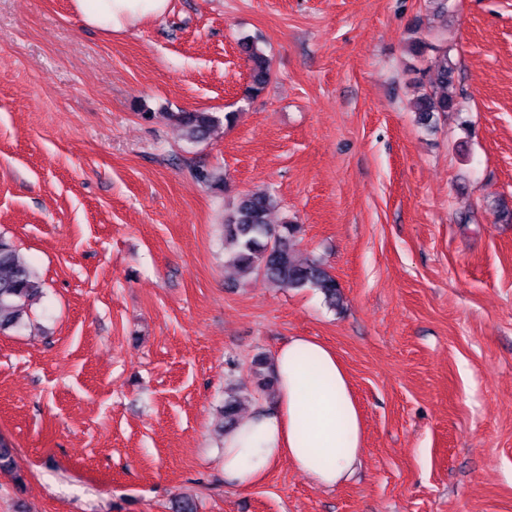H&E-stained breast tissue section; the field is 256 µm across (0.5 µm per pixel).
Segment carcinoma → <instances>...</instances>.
<instances>
[{"mask_svg": "<svg viewBox=\"0 0 512 512\" xmlns=\"http://www.w3.org/2000/svg\"><path fill=\"white\" fill-rule=\"evenodd\" d=\"M429 49L436 52V64L434 70L422 71L419 79V83L428 84L429 90L417 97L413 104L414 112L424 122L435 112H454L457 106L456 99L448 92L455 72L448 47L433 46L420 39L412 41L409 47L416 57ZM244 51L250 77L244 95L254 98L271 78L270 59L255 41L245 43ZM162 117L180 127L186 140L198 142L205 139L217 123H232L235 113L219 116L215 112H164ZM278 207V197L269 190L238 196L224 212V238L231 245L225 264L244 276L262 275L279 288L317 290L330 306H338L342 294L336 278L320 259L298 256L296 241L301 226L288 220L271 223L270 215ZM40 294L42 281L38 273L9 241L0 237V331L22 325L29 302ZM252 369L257 376L259 392L265 394L275 390L274 370L265 356H256ZM225 394L221 430L226 434L236 427L249 396L233 386L228 387Z\"/></svg>", "mask_w": 512, "mask_h": 512, "instance_id": "1", "label": "carcinoma"}]
</instances>
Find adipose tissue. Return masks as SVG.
<instances>
[{"instance_id":"1","label":"adipose tissue","mask_w":512,"mask_h":512,"mask_svg":"<svg viewBox=\"0 0 512 512\" xmlns=\"http://www.w3.org/2000/svg\"><path fill=\"white\" fill-rule=\"evenodd\" d=\"M170 0H70L73 17L107 36H120L159 19ZM273 407H257L225 434L224 476L242 487L259 483L288 461L318 486L335 487L362 456L364 431L349 375L335 351L308 336L291 337L273 354Z\"/></svg>"}]
</instances>
